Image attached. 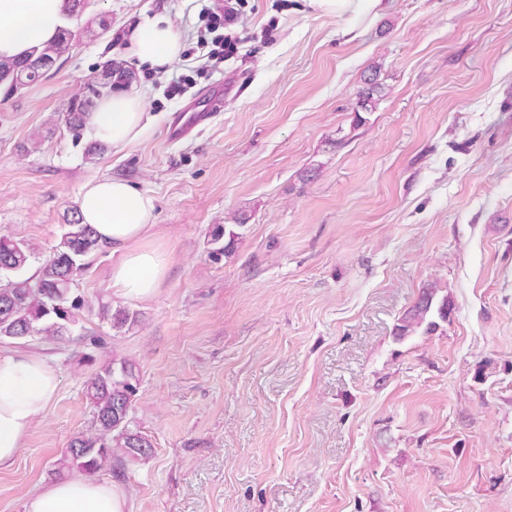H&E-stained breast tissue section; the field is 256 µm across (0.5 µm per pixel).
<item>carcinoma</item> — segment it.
<instances>
[{
	"instance_id": "cac0c4a2",
	"label": "carcinoma",
	"mask_w": 512,
	"mask_h": 512,
	"mask_svg": "<svg viewBox=\"0 0 512 512\" xmlns=\"http://www.w3.org/2000/svg\"><path fill=\"white\" fill-rule=\"evenodd\" d=\"M72 30L63 26L57 39L33 58L0 61V87L4 96L47 76L59 57L70 47ZM94 104L93 97L75 101L63 114L67 127L79 135L85 114ZM237 233L218 225L211 232L213 252L221 254L234 245ZM102 247L95 230L81 222L78 214L64 224L56 245L43 261L36 280L24 276L35 247L8 237H0V339L22 340L40 336L62 340L71 333L73 310L79 301H69L71 286L85 266V259ZM437 288L422 291L418 301L402 316L396 336L414 334L422 324L434 326L431 318L448 319V300H435ZM138 378L134 367L122 361L110 362L85 381L86 395L92 404L96 432L79 434L70 440L63 465L71 470L92 474L117 456L135 463L152 453L151 440L129 428Z\"/></svg>"
}]
</instances>
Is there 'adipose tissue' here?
Masks as SVG:
<instances>
[{"mask_svg": "<svg viewBox=\"0 0 512 512\" xmlns=\"http://www.w3.org/2000/svg\"><path fill=\"white\" fill-rule=\"evenodd\" d=\"M65 0H0V60L22 59L52 42L65 19ZM183 44L168 14L157 13L134 26L127 55L139 65L164 70L179 60ZM93 137L115 149L135 142L146 128L140 93L116 92L87 113ZM82 223L92 225L117 259L109 273L114 298L151 299L170 270L167 252L155 245L154 201L119 178L87 183L78 200ZM59 389L56 371L39 355H0V466L11 463L36 417ZM23 512H129L117 486L73 476L48 484L28 497Z\"/></svg>", "mask_w": 512, "mask_h": 512, "instance_id": "1", "label": "adipose tissue"}]
</instances>
